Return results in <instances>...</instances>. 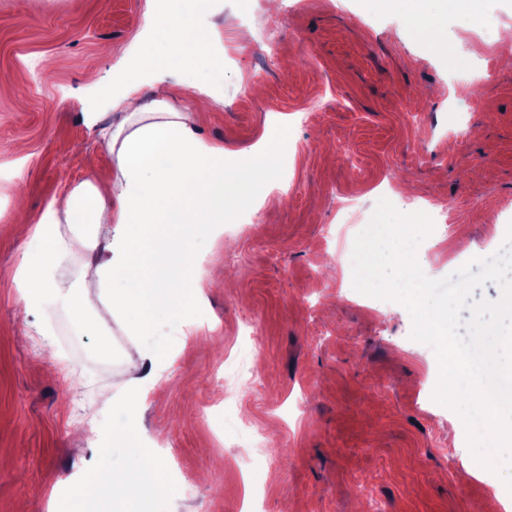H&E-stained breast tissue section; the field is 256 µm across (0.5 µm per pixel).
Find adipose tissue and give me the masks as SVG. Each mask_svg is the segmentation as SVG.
Masks as SVG:
<instances>
[{
  "instance_id": "adipose-tissue-1",
  "label": "adipose tissue",
  "mask_w": 512,
  "mask_h": 512,
  "mask_svg": "<svg viewBox=\"0 0 512 512\" xmlns=\"http://www.w3.org/2000/svg\"><path fill=\"white\" fill-rule=\"evenodd\" d=\"M427 0H375L384 12L402 13L417 36L441 55L448 43L440 15L426 11ZM120 111L116 126L97 125L110 159L106 176L86 181L52 199L37 221L22 219L21 231L30 243L15 274L25 310L39 308L42 298L61 305L74 321L98 336L110 351L112 330L88 299L96 289L126 335H143L154 311L179 314L188 303L202 299V288L190 287L193 256L188 249L200 225L217 228L224 221V200L248 189L250 206H259L276 184L277 157L256 149L235 165H226L221 146L201 140L187 113L165 111L161 101H145L140 82L128 83L113 98ZM106 254L86 261L97 248ZM80 264L78 283L64 272ZM128 378L121 398L104 393L102 406L120 409L126 419L112 430L116 443L142 432L138 415L145 388L155 375L145 358L127 359ZM97 476L100 512L133 497L163 493L161 467L152 455L141 457L132 470L101 462Z\"/></svg>"
}]
</instances>
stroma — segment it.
<instances>
[{
  "label": "stroma",
  "instance_id": "obj_1",
  "mask_svg": "<svg viewBox=\"0 0 512 512\" xmlns=\"http://www.w3.org/2000/svg\"><path fill=\"white\" fill-rule=\"evenodd\" d=\"M0 0V512H70L72 478L100 459L130 470L137 444L116 445L124 356L157 360L143 425L169 459L164 495L134 512H502L512 491L487 482L457 413L433 398L434 350L411 339L400 303L352 286L356 235L382 189L399 211L410 200L445 208L422 261L430 278L499 251L512 223V66L491 32L445 12L447 55L420 41L403 17L373 0ZM214 39L182 53L183 28ZM168 57L170 71L140 62ZM97 60L101 86L77 63ZM126 59L144 93L190 112L204 90L215 102L199 137L243 158L258 145L280 151L281 174L259 208L230 211L222 232L202 229L191 248L205 300L181 318L160 312L148 336L112 329V355L61 311L44 305L70 352L45 358L37 337L17 331L14 275L27 244L15 234L16 201L37 219L49 202L105 173L103 142L83 115L112 120ZM96 157L97 169L87 160ZM245 360L259 389L229 363ZM91 424L92 441L73 430ZM275 434L243 447L242 434Z\"/></svg>",
  "mask_w": 512,
  "mask_h": 512
}]
</instances>
